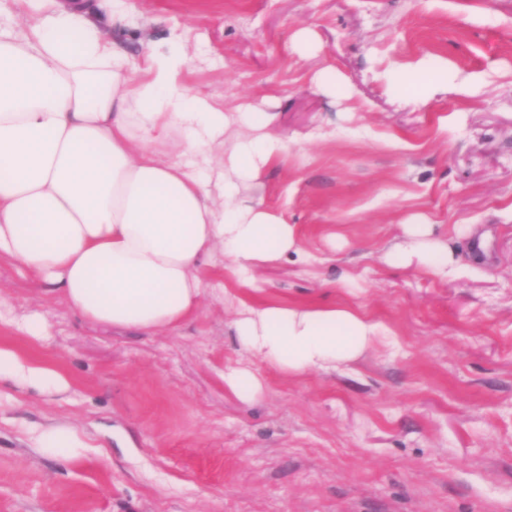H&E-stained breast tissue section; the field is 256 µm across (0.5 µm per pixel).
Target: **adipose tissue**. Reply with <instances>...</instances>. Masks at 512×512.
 Returning a JSON list of instances; mask_svg holds the SVG:
<instances>
[{"label":"adipose tissue","mask_w":512,"mask_h":512,"mask_svg":"<svg viewBox=\"0 0 512 512\" xmlns=\"http://www.w3.org/2000/svg\"><path fill=\"white\" fill-rule=\"evenodd\" d=\"M0 18V258L37 275L83 319L176 329L204 298L237 304L239 345L286 373L333 371L387 327L347 306L238 298L202 272L225 260L237 285L301 255L293 225L244 194L288 152L262 107L193 93L184 43L132 64L85 0H12ZM383 260L438 275L456 259L408 224ZM56 391V371L0 348V378Z\"/></svg>","instance_id":"1"}]
</instances>
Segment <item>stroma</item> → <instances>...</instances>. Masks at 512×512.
I'll use <instances>...</instances> for the list:
<instances>
[{
    "instance_id": "1",
    "label": "stroma",
    "mask_w": 512,
    "mask_h": 512,
    "mask_svg": "<svg viewBox=\"0 0 512 512\" xmlns=\"http://www.w3.org/2000/svg\"><path fill=\"white\" fill-rule=\"evenodd\" d=\"M130 3L95 17L120 50L183 37L186 85L265 104L289 145L250 195L309 259L266 265L258 299L357 307L392 337L287 374L241 354L219 300L172 331L115 330L1 258L0 347L69 387L0 382V512H512V0ZM426 63L471 94L394 84ZM416 222L457 275L383 263ZM239 366L253 399L224 384ZM52 422L77 455L35 448ZM224 382L243 398H251L260 387L257 376L247 367L230 369L224 374Z\"/></svg>"
}]
</instances>
